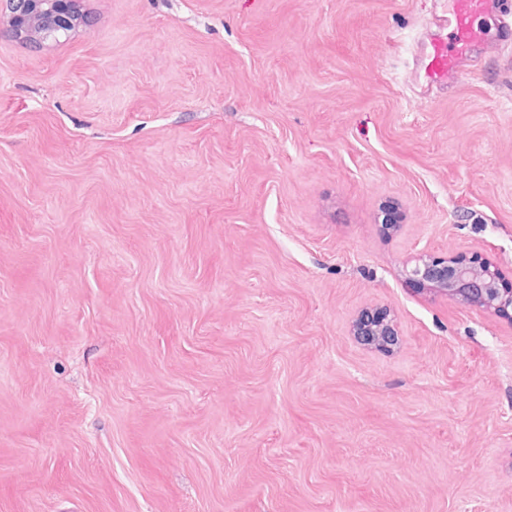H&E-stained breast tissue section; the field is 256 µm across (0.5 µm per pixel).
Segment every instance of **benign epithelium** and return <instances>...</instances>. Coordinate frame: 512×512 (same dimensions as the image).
Instances as JSON below:
<instances>
[{
    "label": "benign epithelium",
    "mask_w": 512,
    "mask_h": 512,
    "mask_svg": "<svg viewBox=\"0 0 512 512\" xmlns=\"http://www.w3.org/2000/svg\"><path fill=\"white\" fill-rule=\"evenodd\" d=\"M9 12V33L17 38L30 33L38 39L56 41L68 33L73 23L72 4L75 0H4ZM51 5L54 23L40 31L34 30V20L45 5ZM406 280L421 284L424 290L452 299L464 306L501 312L512 309V289L498 288V272L488 263L466 262L453 257L419 255L406 264ZM356 334L367 345L387 349L397 344L398 332L392 321L378 315L363 318Z\"/></svg>",
    "instance_id": "benign-epithelium-1"
}]
</instances>
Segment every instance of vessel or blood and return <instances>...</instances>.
Listing matches in <instances>:
<instances>
[{"instance_id":"vessel-or-blood-1","label":"vessel or blood","mask_w":512,"mask_h":512,"mask_svg":"<svg viewBox=\"0 0 512 512\" xmlns=\"http://www.w3.org/2000/svg\"><path fill=\"white\" fill-rule=\"evenodd\" d=\"M502 0H448L450 33L436 36L420 46V60L426 83L462 84L467 61L494 53L512 40V27L499 26L496 34L482 27L485 19H498Z\"/></svg>"}]
</instances>
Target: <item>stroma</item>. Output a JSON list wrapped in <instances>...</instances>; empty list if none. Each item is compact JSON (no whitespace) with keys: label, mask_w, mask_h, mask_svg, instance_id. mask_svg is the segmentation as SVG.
Instances as JSON below:
<instances>
[{"label":"stroma","mask_w":512,"mask_h":512,"mask_svg":"<svg viewBox=\"0 0 512 512\" xmlns=\"http://www.w3.org/2000/svg\"><path fill=\"white\" fill-rule=\"evenodd\" d=\"M76 5L0 9V512H512V314L402 273L512 288V43L429 89L444 0ZM9 12V33L13 38L23 33H30L43 42L58 41L59 36L68 33L73 23L72 4L75 0H4ZM51 5L53 12H45L39 17V26L47 29L34 31V20L42 13L46 4ZM54 19V20H53ZM403 275L424 290L464 306L493 312L512 309V289L498 288V272L488 263L423 254L406 264ZM363 318L356 327V334L367 345L387 349L398 342V332L392 321L378 315Z\"/></svg>","instance_id":"obj_1"}]
</instances>
